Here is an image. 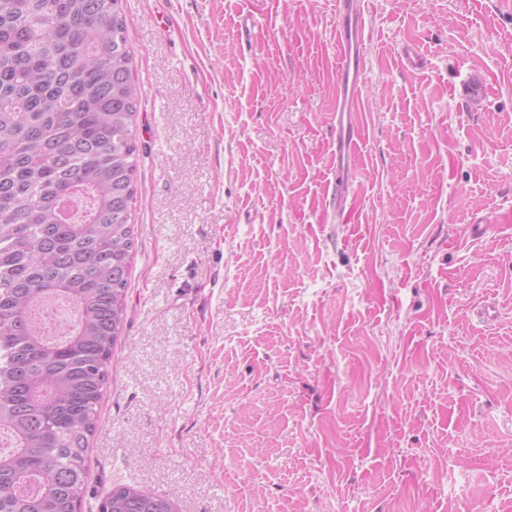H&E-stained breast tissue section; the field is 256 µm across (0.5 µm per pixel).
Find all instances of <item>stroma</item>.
Returning a JSON list of instances; mask_svg holds the SVG:
<instances>
[{"mask_svg":"<svg viewBox=\"0 0 512 512\" xmlns=\"http://www.w3.org/2000/svg\"><path fill=\"white\" fill-rule=\"evenodd\" d=\"M120 6L137 250L81 512H512V0H365L341 167L336 0ZM99 509V512H177L171 499L128 483L112 486Z\"/></svg>","mask_w":512,"mask_h":512,"instance_id":"stroma-1","label":"stroma"}]
</instances>
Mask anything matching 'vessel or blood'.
Wrapping results in <instances>:
<instances>
[{"label": "vessel or blood", "instance_id": "1", "mask_svg": "<svg viewBox=\"0 0 512 512\" xmlns=\"http://www.w3.org/2000/svg\"><path fill=\"white\" fill-rule=\"evenodd\" d=\"M336 155H350L358 134L353 116L361 101L364 71L365 32L364 0H336Z\"/></svg>", "mask_w": 512, "mask_h": 512}]
</instances>
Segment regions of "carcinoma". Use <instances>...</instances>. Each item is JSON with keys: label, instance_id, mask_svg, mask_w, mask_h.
Listing matches in <instances>:
<instances>
[{"label": "carcinoma", "instance_id": "1", "mask_svg": "<svg viewBox=\"0 0 512 512\" xmlns=\"http://www.w3.org/2000/svg\"><path fill=\"white\" fill-rule=\"evenodd\" d=\"M119 0H0V512H81L126 318L140 97ZM99 512H176L118 483Z\"/></svg>", "mask_w": 512, "mask_h": 512}]
</instances>
